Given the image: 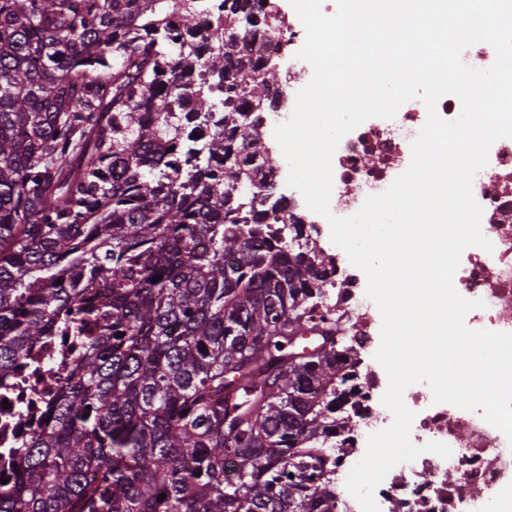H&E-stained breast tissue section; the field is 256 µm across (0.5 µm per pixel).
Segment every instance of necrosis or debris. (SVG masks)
Wrapping results in <instances>:
<instances>
[{"label": "necrosis or debris", "instance_id": "obj_1", "mask_svg": "<svg viewBox=\"0 0 512 512\" xmlns=\"http://www.w3.org/2000/svg\"><path fill=\"white\" fill-rule=\"evenodd\" d=\"M425 124L412 103H404L394 118L368 124L345 135L334 155L336 192L330 210L338 217L355 214L365 198L382 193L396 169L411 162V144ZM473 194L483 209L482 231L492 251L470 247L463 251L453 284L463 297L480 301L465 324L473 330L512 332V138L497 140L489 162L473 180ZM319 308L345 316L351 324V345L363 350L379 326L381 315L357 281L345 278L319 283L314 291ZM59 362L56 344H45L34 359L21 362L14 378L0 384V453L10 454L40 420L53 395L50 376ZM359 414L346 437L337 438L329 455L335 472L331 483L342 487L360 458L359 443L389 427L392 413L378 396L379 378L368 366L358 367ZM404 398L415 417L411 439L422 445L439 441L450 446L446 465L435 454L397 465L377 486L374 496L381 512H481L482 493L512 486V443L488 424L481 411L433 403L428 385L407 389Z\"/></svg>", "mask_w": 512, "mask_h": 512}]
</instances>
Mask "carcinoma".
I'll use <instances>...</instances> for the list:
<instances>
[{
  "instance_id": "carcinoma-1",
  "label": "carcinoma",
  "mask_w": 512,
  "mask_h": 512,
  "mask_svg": "<svg viewBox=\"0 0 512 512\" xmlns=\"http://www.w3.org/2000/svg\"><path fill=\"white\" fill-rule=\"evenodd\" d=\"M199 14L0 0V381L51 336L82 349L0 512H337L325 445L359 361L309 299L336 258L269 198L242 111L274 108L281 43L256 32L283 20L276 0ZM196 112L222 113L201 149Z\"/></svg>"
}]
</instances>
